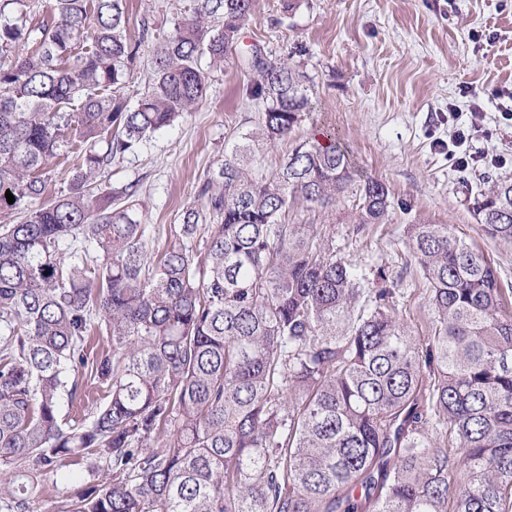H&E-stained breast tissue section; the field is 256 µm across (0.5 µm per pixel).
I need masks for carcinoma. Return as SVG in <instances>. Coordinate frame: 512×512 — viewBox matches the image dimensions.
Segmentation results:
<instances>
[{
  "label": "carcinoma",
  "instance_id": "cac0c4a2",
  "mask_svg": "<svg viewBox=\"0 0 512 512\" xmlns=\"http://www.w3.org/2000/svg\"><path fill=\"white\" fill-rule=\"evenodd\" d=\"M256 8L192 0L131 107L144 39L126 35V0H53L37 26L32 0H0V512H31L82 462L62 512H512V307L497 272L449 225L413 220L432 311L421 338L397 282L369 286L319 225L288 223L298 201L344 204L360 230L411 211L354 178L333 140H304L256 178L260 148L313 111L289 59L250 48L258 125L224 148L199 189L207 213L184 208L160 255L138 184L98 187L112 159L197 106L202 57L223 68ZM67 131L69 187L38 205ZM475 188L477 223L512 241V180ZM65 398L84 416L63 418ZM435 423L459 447L438 446Z\"/></svg>",
  "mask_w": 512,
  "mask_h": 512
}]
</instances>
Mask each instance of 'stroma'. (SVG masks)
<instances>
[{
  "mask_svg": "<svg viewBox=\"0 0 512 512\" xmlns=\"http://www.w3.org/2000/svg\"><path fill=\"white\" fill-rule=\"evenodd\" d=\"M188 0H127V34L148 31L125 94L136 105L146 90L153 48L173 30ZM270 57L291 58L316 91L314 110L289 139L261 152L258 172L271 175L293 143L331 132L356 174L382 180L412 214L360 231L344 207L326 213L298 203L293 224L326 225L338 257L369 282L379 272L399 279L395 305L415 335L428 331V287L407 246L408 224L420 216L448 224L491 260L501 286L512 288V242L487 237L462 186L449 150L503 158L494 176L512 180V125L501 117L512 104V0H299L282 13L281 0H258L232 48L233 62L208 74L197 107L141 148L113 161L103 187L140 183L139 215L147 247L160 254L183 208L202 206L200 185L224 158V145L259 119L242 96L251 78L241 59L252 44ZM481 113L472 125V113ZM470 136L453 147L457 128Z\"/></svg>",
  "mask_w": 512,
  "mask_h": 512,
  "instance_id": "obj_1",
  "label": "stroma"
}]
</instances>
